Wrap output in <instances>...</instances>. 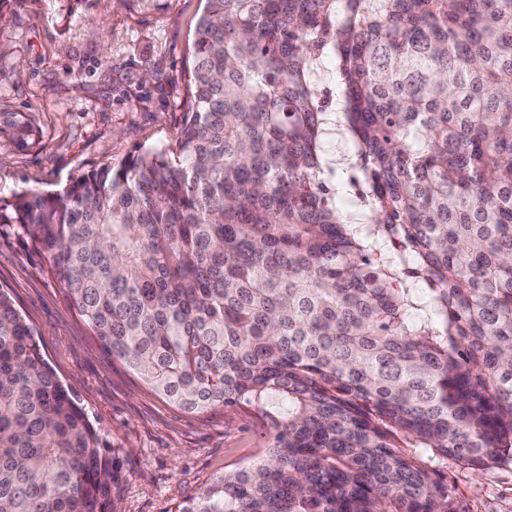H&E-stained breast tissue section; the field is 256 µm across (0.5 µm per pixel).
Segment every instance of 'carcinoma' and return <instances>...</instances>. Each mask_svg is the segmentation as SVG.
I'll list each match as a JSON object with an SVG mask.
<instances>
[{
  "label": "carcinoma",
  "mask_w": 512,
  "mask_h": 512,
  "mask_svg": "<svg viewBox=\"0 0 512 512\" xmlns=\"http://www.w3.org/2000/svg\"><path fill=\"white\" fill-rule=\"evenodd\" d=\"M192 57L173 143L0 197V237L152 391L267 423L179 512H459L448 461L512 466V0H206ZM333 126L356 224L321 178ZM35 336L0 290V512H109Z\"/></svg>",
  "instance_id": "1"
}]
</instances>
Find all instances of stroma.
Here are the masks:
<instances>
[{"label": "stroma", "mask_w": 512, "mask_h": 512, "mask_svg": "<svg viewBox=\"0 0 512 512\" xmlns=\"http://www.w3.org/2000/svg\"><path fill=\"white\" fill-rule=\"evenodd\" d=\"M204 0H0V110L27 112L36 134L0 135V196L62 189L138 149L169 144L188 110L190 45ZM337 207L355 221L350 140L323 141ZM43 260L0 238V287L38 332L44 358L77 397L117 464L112 512H177L216 473L260 459L270 431L251 411L188 413L101 347L41 272ZM461 512H512V469L477 475L448 464Z\"/></svg>", "instance_id": "35a3bbf8"}]
</instances>
